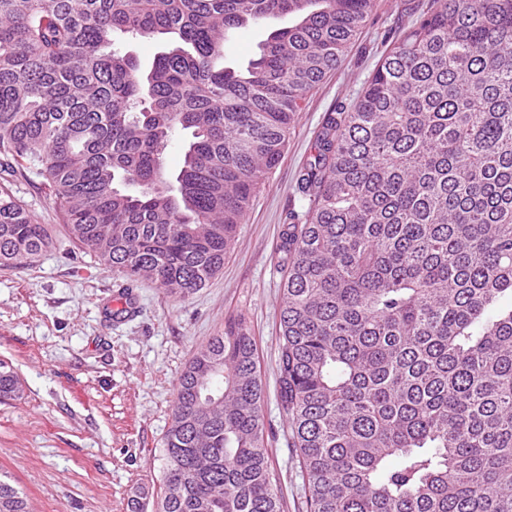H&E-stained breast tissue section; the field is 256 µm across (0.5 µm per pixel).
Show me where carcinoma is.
<instances>
[{"label":"carcinoma","mask_w":512,"mask_h":512,"mask_svg":"<svg viewBox=\"0 0 512 512\" xmlns=\"http://www.w3.org/2000/svg\"><path fill=\"white\" fill-rule=\"evenodd\" d=\"M373 0H0V156L70 238L186 298ZM271 31L244 68L224 40ZM163 41L146 67L113 49ZM189 133L183 164L164 148ZM283 233L280 398L310 512H512V0H440L337 112ZM46 225L0 194V268ZM23 396L0 361V403ZM241 319L182 372L156 512H282ZM0 512H32L0 479ZM187 132L175 133L164 152V161L168 170L175 173L183 162Z\"/></svg>","instance_id":"obj_1"}]
</instances>
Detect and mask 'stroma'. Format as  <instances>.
I'll return each instance as SVG.
<instances>
[{
	"label": "stroma",
	"instance_id": "35a3bbf8",
	"mask_svg": "<svg viewBox=\"0 0 512 512\" xmlns=\"http://www.w3.org/2000/svg\"><path fill=\"white\" fill-rule=\"evenodd\" d=\"M436 6L373 0L341 64L308 94L223 268L187 298L101 266L70 241L38 167L19 172L0 159V192L53 238L32 265L0 269V360L25 388L23 400L0 404V477L26 494L32 512H127L137 491L158 488L179 377L200 344L239 316L257 342L283 512H307L306 478L279 396L282 234L288 222L305 221L310 198L299 177L329 117L358 98L406 28ZM122 293L135 302L134 314L120 313Z\"/></svg>",
	"mask_w": 512,
	"mask_h": 512
}]
</instances>
